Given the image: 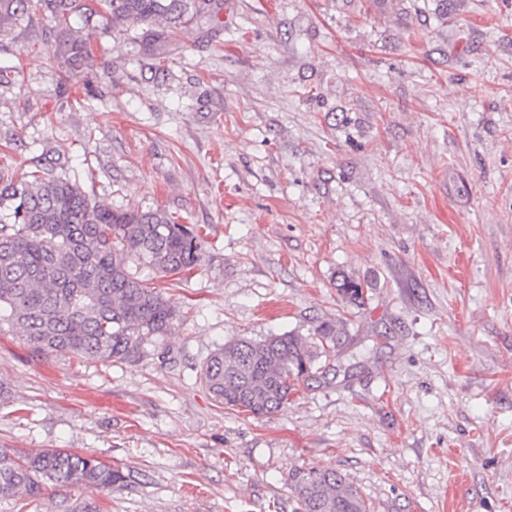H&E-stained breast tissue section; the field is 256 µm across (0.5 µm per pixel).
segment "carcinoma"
<instances>
[{
  "mask_svg": "<svg viewBox=\"0 0 512 512\" xmlns=\"http://www.w3.org/2000/svg\"><path fill=\"white\" fill-rule=\"evenodd\" d=\"M211 0H0V34L24 18L50 17L59 31L53 57L72 72L93 70L88 38L71 18L114 26L158 23L173 34L210 13ZM196 231L161 210H119L91 202L79 183L37 166L15 179L0 174V325L40 354L73 353L107 362L136 358L144 341L177 317L139 269L161 277L190 271L200 258ZM336 291L363 301L361 283L344 277ZM339 329L322 322L309 336L224 342L205 363L201 382L219 403L255 416L279 412L299 380L338 345ZM130 474L97 457L63 450L35 455L0 449V496L39 499L51 488L89 487L110 494ZM296 512H370L361 493L334 469L292 475Z\"/></svg>",
  "mask_w": 512,
  "mask_h": 512,
  "instance_id": "carcinoma-1",
  "label": "carcinoma"
}]
</instances>
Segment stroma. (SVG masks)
Masks as SVG:
<instances>
[{
  "label": "stroma",
  "instance_id": "stroma-1",
  "mask_svg": "<svg viewBox=\"0 0 512 512\" xmlns=\"http://www.w3.org/2000/svg\"><path fill=\"white\" fill-rule=\"evenodd\" d=\"M212 12L150 50L145 26L89 29L96 68L76 78L48 59L49 18L0 36V167L61 158L91 201L202 236L192 271L152 278L180 314L134 361L0 332V448L131 474L0 512H293L311 468L372 512H512V0ZM323 321L340 342L280 412L203 388L224 342Z\"/></svg>",
  "mask_w": 512,
  "mask_h": 512
}]
</instances>
